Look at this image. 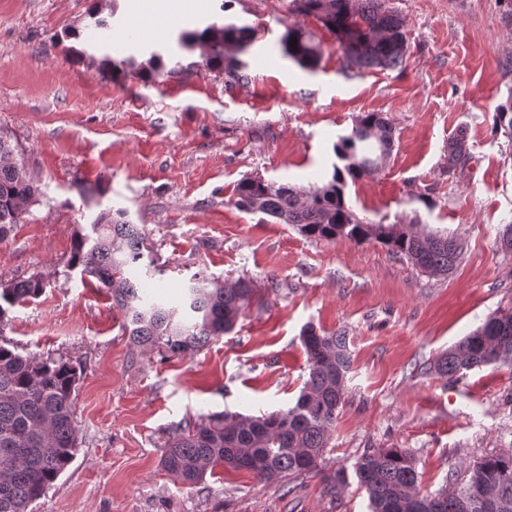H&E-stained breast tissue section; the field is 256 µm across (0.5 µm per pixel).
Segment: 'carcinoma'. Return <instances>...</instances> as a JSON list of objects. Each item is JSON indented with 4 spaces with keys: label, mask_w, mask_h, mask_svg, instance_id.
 I'll return each mask as SVG.
<instances>
[{
    "label": "carcinoma",
    "mask_w": 512,
    "mask_h": 512,
    "mask_svg": "<svg viewBox=\"0 0 512 512\" xmlns=\"http://www.w3.org/2000/svg\"><path fill=\"white\" fill-rule=\"evenodd\" d=\"M298 11L315 17L335 36L347 66L397 69L410 49L403 18L385 0H299ZM257 38L250 25L213 22L182 34L187 50L199 44L208 60L224 66L229 81L247 78L249 52ZM297 45H290V39ZM236 56L226 59V51ZM284 58L313 71L321 44L301 26L288 27L280 41ZM496 131L512 139V104L495 113ZM395 130L383 114L367 112L339 138L334 153L343 166L321 182L299 189L246 177L235 188L236 208L269 224H290L307 238L375 239L422 273L446 276L463 255L454 237L425 233L414 224H366L347 206V181L373 175L394 145ZM11 138L0 133V239L22 222L37 202L38 188L17 162ZM448 158L464 168L470 153L464 134L448 139ZM92 234L79 235L69 267L109 293L122 314V331L131 345L165 357L192 355L213 338L233 331L249 306L255 288L239 278L194 281L181 308L149 303L131 269L144 259L145 233L122 208L101 211ZM43 279L0 285V325L15 305L39 297ZM307 355V379L295 404L269 415L220 414L187 433L176 430L162 448L161 464L178 481L197 487L217 467L247 471L262 483L299 479L319 472L329 433L344 404V382L352 357L342 332L301 334ZM512 363V310L496 311L454 347L441 353L426 371L450 382L483 366ZM80 377L70 362L24 355L0 336V512H30L74 460L81 444L74 394ZM370 512H512V452L487 455L448 472V487L423 493L416 459L406 448H369L353 465Z\"/></svg>",
    "instance_id": "obj_1"
}]
</instances>
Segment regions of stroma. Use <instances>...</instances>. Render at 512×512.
<instances>
[{"label": "stroma", "instance_id": "35a3bbf8", "mask_svg": "<svg viewBox=\"0 0 512 512\" xmlns=\"http://www.w3.org/2000/svg\"><path fill=\"white\" fill-rule=\"evenodd\" d=\"M134 2L0 0V132L39 189L0 241V284L34 274L46 283L0 333L24 353L84 368L82 444L33 512H369L356 484L323 491L324 475L351 468L365 449L411 451L424 493L444 488L455 466L512 449V366L481 367L456 384L424 369L512 308V253L497 246L501 225L512 224V140L494 129L512 96L503 0H388L405 20L406 63L361 73L294 0H198L165 27L134 18ZM94 11L110 23L104 50L87 42ZM218 19L265 30L245 57V82L179 44ZM296 24L323 44L315 71L280 53ZM368 112L391 122L394 147L378 173L348 185L346 202L370 224L458 238L463 261L448 276L421 273L375 242L306 238L232 203L248 176L319 182L338 136ZM460 131L471 159L452 172L448 140ZM110 207L143 228L159 298L178 300L195 276L253 280L235 330L191 356L130 346L106 291L68 266L76 233ZM309 325L344 331L352 354L321 475L266 486L218 467L190 488L163 470L172 431L294 404Z\"/></svg>", "mask_w": 512, "mask_h": 512}]
</instances>
